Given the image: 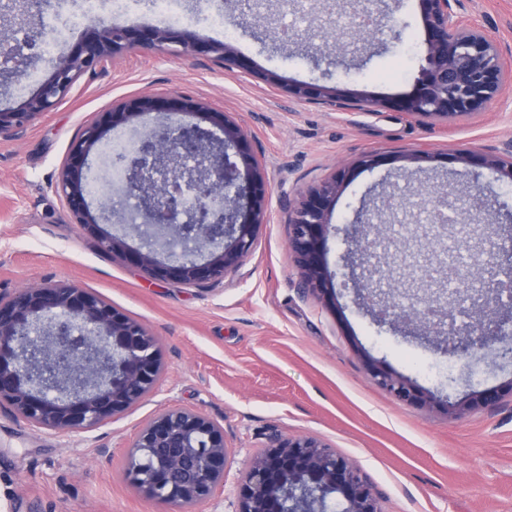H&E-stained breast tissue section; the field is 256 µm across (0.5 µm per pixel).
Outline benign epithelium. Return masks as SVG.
Returning <instances> with one entry per match:
<instances>
[{"instance_id":"benign-epithelium-1","label":"benign epithelium","mask_w":512,"mask_h":512,"mask_svg":"<svg viewBox=\"0 0 512 512\" xmlns=\"http://www.w3.org/2000/svg\"><path fill=\"white\" fill-rule=\"evenodd\" d=\"M425 33L424 64L411 90L389 106L420 117L452 120L483 111L509 79L500 49L476 25L467 23L453 6L461 0H418ZM348 9L318 25L322 31L336 25L342 31H363L364 20L375 14L373 31L393 28L391 18L400 8L395 0L385 12L371 0H350ZM238 24L247 17L257 23L274 19L245 11L238 0H224ZM0 17L22 32L30 25L28 0H3ZM77 37L69 53L57 56L48 78L18 109L0 110V136L18 138L36 116L50 111L69 93L77 78L120 54L134 49L166 50L201 55L226 67L240 66L232 45L204 41L188 30L171 27L118 24L98 17L79 26L64 22ZM0 56L25 72L29 56L15 46H3ZM298 103L334 105L341 95L335 87L318 83L286 85ZM206 109L201 102L179 95L145 94L121 103L105 117L85 126L72 144L59 175L57 188L81 229L103 251L124 248V241L103 228L119 219L113 209H90L87 197L92 173L89 157L112 128L130 119L164 111L168 122L142 131L139 143L112 148L105 157L108 169L124 174L121 188L141 204L142 223L125 224L127 235L141 240L128 252L137 265L160 279L202 285L224 279L250 253L256 231L265 223L267 181L259 164L248 157L247 132L223 118L219 149L211 147L213 131L186 120ZM465 164L486 169L494 179L512 185V158L477 151L458 156ZM244 167H239L238 162ZM350 171L341 168L329 180L310 188L298 199L285 195L288 210L289 253L300 270V287L320 291L336 300L335 274L326 260L327 239L336 201ZM455 201L448 224L460 225L454 237L457 254L419 258L406 245H393L385 269L372 268L358 279L342 274L341 287L353 285L354 303L380 327L397 330L416 323L444 339L437 351L444 356H470V350L512 335V323L485 315L460 333L451 317L459 301L477 292L483 274L500 275L512 265L500 260L512 253L504 243L492 246L489 259H476V226L468 220L470 201L482 195H461L451 184L426 192L429 218L415 224L410 234L438 239L447 224L436 222L446 200ZM403 206L392 189L374 211L360 209L356 222L382 224L383 217ZM152 232L169 242L190 235L193 250L167 251L143 243ZM342 268L352 256L373 258L369 236H345ZM408 269L409 284L400 292L402 303L383 302L389 292L378 287L377 275L390 276L391 268ZM454 285L451 291L445 282ZM162 371L158 339L143 324L129 318L97 295L71 283L39 284L0 294V412L54 433L87 432L111 420L148 395ZM366 371L378 386L403 401L423 399V391L396 374L384 361L369 358ZM127 474L132 485L164 512L212 497L224 485L228 453L224 428L191 410L168 406L149 419L125 448ZM380 512L372 485L359 469L324 447L313 436L276 435L271 448L255 457L241 485L236 512Z\"/></svg>"}]
</instances>
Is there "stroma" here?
<instances>
[{
	"label": "stroma",
	"instance_id": "1",
	"mask_svg": "<svg viewBox=\"0 0 512 512\" xmlns=\"http://www.w3.org/2000/svg\"><path fill=\"white\" fill-rule=\"evenodd\" d=\"M479 25L512 64V0H467ZM399 40L330 33L321 58L305 36L233 26L231 44L246 68L205 58L131 50L106 73L80 75L69 95L41 114L18 140L0 136V292L72 282L144 324L157 336L164 373L154 393L89 432L52 433L0 413V512H158L125 473L124 449L154 414L177 405L219 423L230 457L224 485L191 512H236L250 460L274 435L313 436L354 463L375 488L381 512H512V363L497 344L471 364L437 353L413 326L378 327L339 290L337 304L299 286L288 251L282 195L299 196L352 167L332 216L329 267L344 249L341 230L362 234L353 211L391 183L431 189L473 188L468 151L500 155L512 142V82L485 111L451 121L393 109L356 110L359 98L386 100L408 91L423 63L418 0H403ZM272 71L275 87L261 75ZM325 79L343 106L297 103L285 83ZM204 102L194 115L211 127L223 112L247 131L250 154L265 170L267 221L252 251L223 281L189 286L152 277L123 252L99 251L83 234L56 184L83 128L121 102L147 93ZM425 151L430 160L413 162ZM383 163L354 169L364 154ZM488 196L482 246L512 239V186ZM373 356L450 407L396 399L367 376ZM499 392L495 407L479 394Z\"/></svg>",
	"mask_w": 512,
	"mask_h": 512
}]
</instances>
